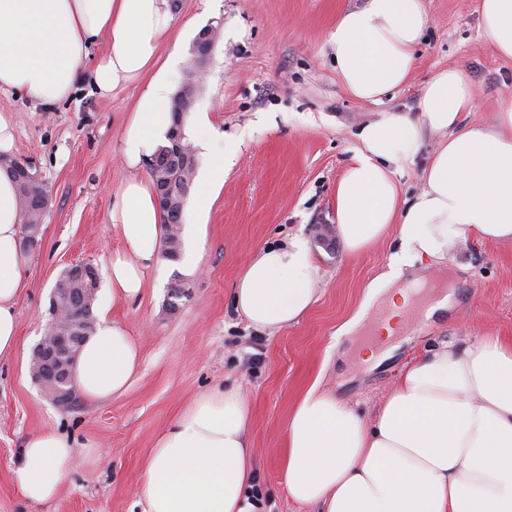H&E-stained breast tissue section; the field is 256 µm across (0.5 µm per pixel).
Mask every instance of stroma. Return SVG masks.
<instances>
[{
	"instance_id": "1",
	"label": "stroma",
	"mask_w": 512,
	"mask_h": 512,
	"mask_svg": "<svg viewBox=\"0 0 512 512\" xmlns=\"http://www.w3.org/2000/svg\"><path fill=\"white\" fill-rule=\"evenodd\" d=\"M365 0H170L175 25L165 53L190 57L196 35L214 27L215 42L186 126L207 115L211 137L195 147L198 167L235 150L207 215L185 212L181 237L197 247L191 267L162 261L144 295L111 307L108 318L136 337L139 374L130 389L103 402L78 398L60 408L31 379L33 348L49 321L51 291L67 267L106 269L120 248L110 214L112 194L128 177L121 138L142 88L96 95L81 75L72 97L44 106L4 97L15 121L14 158L33 162L49 198L41 244L30 251L31 275L17 301L19 348L0 359V512H139L135 490L155 440L196 396L236 386L253 420L248 440L258 457L261 512H316L292 501L283 471L285 426L294 402L312 385L373 416L385 392L414 357L459 336L512 337V245L470 240L454 261L432 267L439 289L458 287L459 305L437 321L419 312L425 295L392 339L343 332L368 285L387 271L396 250L385 237L358 256L341 241L325 247L317 228L334 224V195L357 141V129L380 108L414 112L441 68L465 70L477 93L475 119L489 120L512 95V61L498 57L485 34L480 0H424L428 23L419 62L407 85L383 104L355 100L336 82L327 43L336 17ZM299 235L313 251L319 292L296 324L277 331L248 328L232 288L259 248ZM189 289L169 308V286ZM390 349L381 365L361 363L367 348ZM52 425L80 447V467L59 498L24 500L13 479L25 439Z\"/></svg>"
}]
</instances>
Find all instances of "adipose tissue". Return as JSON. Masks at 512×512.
<instances>
[{
  "instance_id": "obj_1",
  "label": "adipose tissue",
  "mask_w": 512,
  "mask_h": 512,
  "mask_svg": "<svg viewBox=\"0 0 512 512\" xmlns=\"http://www.w3.org/2000/svg\"><path fill=\"white\" fill-rule=\"evenodd\" d=\"M481 21L496 53L512 59V0H481ZM173 23L169 0H0V94L54 105L85 70L102 97L143 87L122 138L130 175L112 197L122 248L106 268L104 312L137 300L160 262L165 229L153 184L138 170L170 126L180 57L161 48ZM425 27L423 0H366L341 12L329 34L338 82L358 101L382 103L409 82ZM101 38L106 49L92 58ZM475 108L467 72L448 67L431 78L418 111L383 110L355 134L336 184V228L351 255L390 233L398 241L360 307L388 302L380 335H393L406 313V269L413 285L425 280L416 262L446 264L471 238L512 244V98L488 122L471 120ZM414 168L421 187L409 198L399 178ZM22 223L16 186L0 170V357L19 340L16 300L30 270ZM318 284L310 245L294 235L253 254L235 281L234 308L248 327L275 331L310 310ZM140 360L133 336L104 320L83 344L74 380L88 400L119 396ZM251 419L239 389L194 398L142 464V512H258ZM285 441L288 495L319 512H512V340L464 336L414 359L371 419L311 386L288 413ZM78 465L73 440L47 426L26 439L14 481L26 500L47 503Z\"/></svg>"
}]
</instances>
